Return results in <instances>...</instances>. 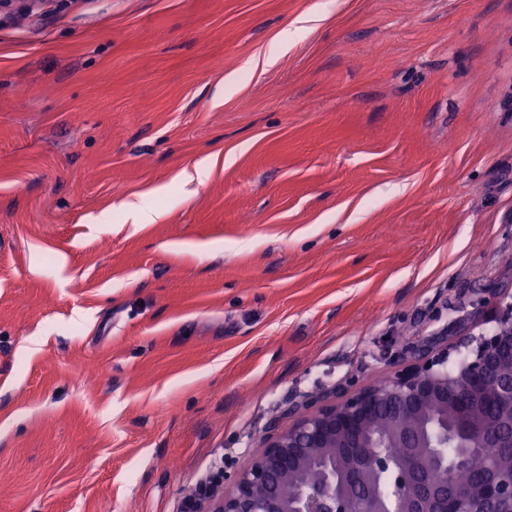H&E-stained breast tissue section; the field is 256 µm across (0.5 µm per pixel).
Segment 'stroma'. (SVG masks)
Wrapping results in <instances>:
<instances>
[{
	"mask_svg": "<svg viewBox=\"0 0 512 512\" xmlns=\"http://www.w3.org/2000/svg\"><path fill=\"white\" fill-rule=\"evenodd\" d=\"M510 212L512 0H0V512H181L457 342Z\"/></svg>",
	"mask_w": 512,
	"mask_h": 512,
	"instance_id": "obj_1",
	"label": "stroma"
}]
</instances>
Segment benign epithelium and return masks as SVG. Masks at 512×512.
<instances>
[{
    "mask_svg": "<svg viewBox=\"0 0 512 512\" xmlns=\"http://www.w3.org/2000/svg\"><path fill=\"white\" fill-rule=\"evenodd\" d=\"M487 332L454 345L435 336L382 381L324 390L291 403L267 424L259 448L227 481L219 468L185 501L184 512H499L512 505V463L489 464L466 490L448 470L491 442L512 448V296L479 302ZM488 397L508 421L488 429L472 398ZM458 448L453 459L443 452ZM402 449L395 458L384 452ZM296 489L285 494L288 483Z\"/></svg>",
    "mask_w": 512,
    "mask_h": 512,
    "instance_id": "benign-epithelium-1",
    "label": "benign epithelium"
}]
</instances>
